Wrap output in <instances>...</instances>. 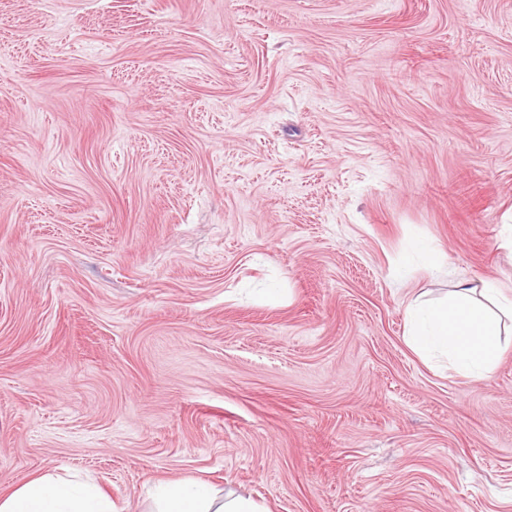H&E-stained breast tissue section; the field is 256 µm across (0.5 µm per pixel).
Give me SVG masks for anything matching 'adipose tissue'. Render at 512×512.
<instances>
[{"instance_id": "obj_1", "label": "adipose tissue", "mask_w": 512, "mask_h": 512, "mask_svg": "<svg viewBox=\"0 0 512 512\" xmlns=\"http://www.w3.org/2000/svg\"><path fill=\"white\" fill-rule=\"evenodd\" d=\"M512 315V298L496 283H456L445 300L414 303L409 311V336L421 352L447 356L461 374L483 378L502 351L498 312ZM152 512H265L251 497L218 499L201 481L158 482ZM0 512H117L110 495L89 479L40 475L16 489L0 493Z\"/></svg>"}]
</instances>
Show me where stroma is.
I'll use <instances>...</instances> for the list:
<instances>
[{
  "label": "stroma",
  "instance_id": "35a3bbf8",
  "mask_svg": "<svg viewBox=\"0 0 512 512\" xmlns=\"http://www.w3.org/2000/svg\"><path fill=\"white\" fill-rule=\"evenodd\" d=\"M462 278L512 287V0H0L1 492L512 512V323L408 344ZM495 299L512 316V298L496 283L465 280L456 283L448 298L436 303H414L409 311V336L421 352H437L461 374L484 378L503 351L499 319L480 298ZM150 512H266L251 497L236 495L219 501L213 488L201 481H159Z\"/></svg>",
  "mask_w": 512,
  "mask_h": 512
}]
</instances>
